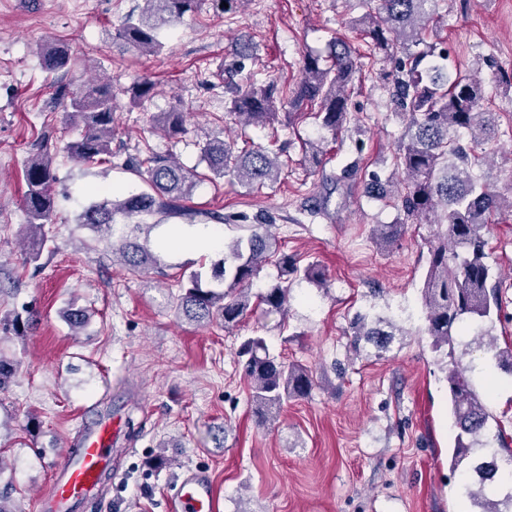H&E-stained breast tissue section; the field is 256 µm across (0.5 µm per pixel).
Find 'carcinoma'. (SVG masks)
Listing matches in <instances>:
<instances>
[{
  "label": "carcinoma",
  "instance_id": "carcinoma-1",
  "mask_svg": "<svg viewBox=\"0 0 512 512\" xmlns=\"http://www.w3.org/2000/svg\"><path fill=\"white\" fill-rule=\"evenodd\" d=\"M141 14L126 16L117 35L141 55L157 56L163 44L162 26L187 13L198 11L201 0H143ZM439 0H377L361 22L375 54L388 57L401 53L403 66L387 75L392 87L394 115L404 130L394 152V163L405 174L397 190L399 215L392 224H378L377 243L383 249L396 245L408 226L434 218L436 230L427 238V269L420 287L425 311L424 332L434 352L443 355L442 369L448 381V419L456 430L448 470L460 474L461 489L476 512H512V487L501 492L498 467L484 476L473 477L479 465L474 450L487 449V436L498 422L487 403L480 399L456 359V348L484 345L489 366L512 372V343L501 348L492 335L503 311L502 280L494 274L489 258L491 215L505 209L512 212V197L496 190L490 173L479 177L473 168L485 163L488 151L497 142L496 113L483 109L484 87L479 72L461 74L444 64L447 50L425 41L428 23L437 14ZM64 46L54 45L41 52V67L51 73L70 64ZM358 58L344 41H336L324 58L305 56L300 81L288 93L273 81L253 80L243 89L233 90L226 111L241 127L265 125L277 115V104L288 101L287 126L294 124L297 111L308 102L319 104L315 118L321 129L337 135L350 120L346 89L358 72ZM154 83L143 79L129 89L130 100L141 105L151 99ZM114 94L109 84L91 79L72 96L66 112L69 126L76 132L65 145L67 154L84 163L112 162ZM150 125L174 138L185 131L184 113L173 110L150 116ZM49 136H44L36 153L26 164L28 191L24 206L29 215L26 238L30 258L36 260L45 245L44 227L54 223L51 192L55 174L48 152ZM200 157L217 178L230 177L251 186H262L278 176L274 152L263 146L241 151L215 136L200 147ZM131 170L146 177L152 192L131 194L116 203L109 199L91 202L78 215L77 224L111 239L112 255L134 276L162 270L160 258L136 232L154 215L178 218L190 223L203 215L219 222L224 216L200 214L182 201L197 187L198 175L182 166L169 153L148 151ZM129 220L116 223V216ZM242 235L226 245L224 259L212 266V279L222 288H206L202 272L190 273L172 296L177 316L197 323L215 318L224 327H234L252 310L262 306L267 313L284 314L288 308L293 279L301 276L322 286L325 274L315 263L300 260L282 251L270 240L267 225L237 224ZM278 268L274 283L254 293L253 279L263 265ZM92 311L70 308L66 321L74 334L91 322ZM383 319L357 314L348 336L349 350L358 353L366 344L375 355L388 351L392 333L383 330ZM249 383V397L256 423L263 425L290 400L309 397L313 376L304 365L285 362L270 353L261 336H250L237 352Z\"/></svg>",
  "mask_w": 512,
  "mask_h": 512
}]
</instances>
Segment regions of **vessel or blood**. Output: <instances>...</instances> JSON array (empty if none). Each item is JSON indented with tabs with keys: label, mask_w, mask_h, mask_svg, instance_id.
Listing matches in <instances>:
<instances>
[{
	"label": "vessel or blood",
	"mask_w": 512,
	"mask_h": 512,
	"mask_svg": "<svg viewBox=\"0 0 512 512\" xmlns=\"http://www.w3.org/2000/svg\"><path fill=\"white\" fill-rule=\"evenodd\" d=\"M111 423L87 430L77 448L68 451L62 465L53 475L40 502L45 512L55 507H80L97 487L103 469L112 453ZM214 487L210 479L187 472L173 503V512H216Z\"/></svg>",
	"instance_id": "obj_1"
}]
</instances>
